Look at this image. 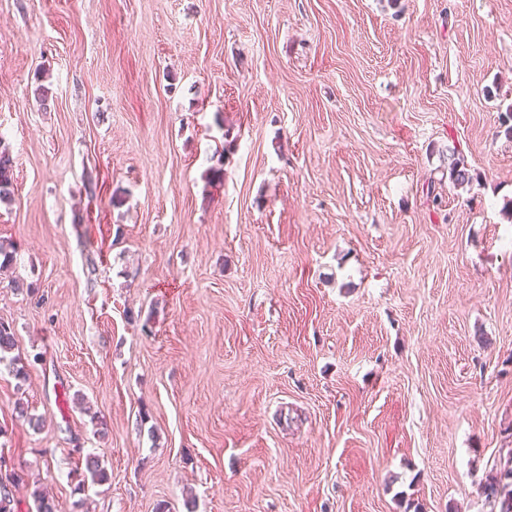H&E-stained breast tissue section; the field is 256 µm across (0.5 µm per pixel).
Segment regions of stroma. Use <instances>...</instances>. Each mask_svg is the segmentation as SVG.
Here are the masks:
<instances>
[{
	"mask_svg": "<svg viewBox=\"0 0 512 512\" xmlns=\"http://www.w3.org/2000/svg\"><path fill=\"white\" fill-rule=\"evenodd\" d=\"M510 126L512 0H0L16 512H493ZM15 162L10 150L0 139V203L11 200ZM84 466L83 479L79 480L77 486L75 487V491L77 493H81L85 489V481L90 479L92 484H104L107 483L111 476L108 474L107 470L102 465L100 458L96 455L87 454L84 458H81L80 467L77 465V471L82 469ZM86 478V480H85Z\"/></svg>",
	"mask_w": 512,
	"mask_h": 512,
	"instance_id": "obj_1",
	"label": "stroma"
}]
</instances>
